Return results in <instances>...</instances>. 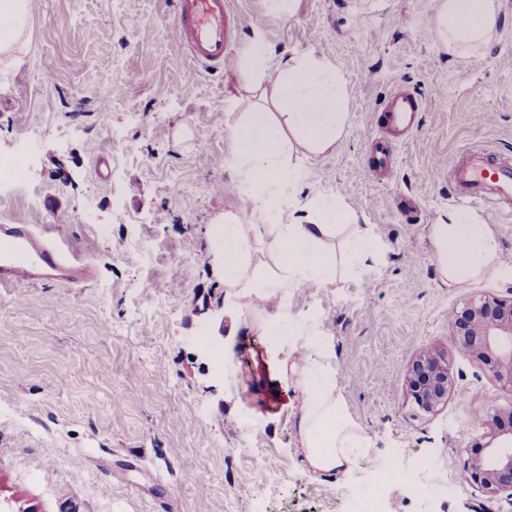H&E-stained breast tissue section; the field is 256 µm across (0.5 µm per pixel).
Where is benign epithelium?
Listing matches in <instances>:
<instances>
[{
    "label": "benign epithelium",
    "mask_w": 512,
    "mask_h": 512,
    "mask_svg": "<svg viewBox=\"0 0 512 512\" xmlns=\"http://www.w3.org/2000/svg\"><path fill=\"white\" fill-rule=\"evenodd\" d=\"M448 323L455 344L483 364L503 391L512 394V298L474 297L455 310ZM406 381L419 409L434 411L448 402L452 389L448 359L435 346L421 351L410 365ZM504 419L512 421V405L479 416L477 431L500 439V444L482 449V458L466 465L472 480L487 493L512 490V430L499 428Z\"/></svg>",
    "instance_id": "benign-epithelium-1"
}]
</instances>
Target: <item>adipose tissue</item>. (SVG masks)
I'll use <instances>...</instances> for the list:
<instances>
[{"label":"adipose tissue","mask_w":512,"mask_h":512,"mask_svg":"<svg viewBox=\"0 0 512 512\" xmlns=\"http://www.w3.org/2000/svg\"><path fill=\"white\" fill-rule=\"evenodd\" d=\"M497 0H442L434 26L441 47L450 55L478 61L493 40L498 23ZM243 67L253 89L270 93L271 108L241 113L230 128L234 151L225 166L243 187L244 206L225 216L216 232L224 280L233 288L265 283L272 292L336 283V256L329 250L344 235L347 258L370 269L381 255L378 244L337 198H308L295 218L284 219L281 203L305 178V159L334 151L347 119L345 75L328 58L313 53L277 57L262 36H254ZM271 220L276 267L258 276L253 242L258 223ZM430 239L442 279L464 287L487 277L511 276L499 260L494 225L476 211H449L447 221L432 225ZM328 345L307 349L299 385L304 406L299 419L306 458L320 471H337L367 448L368 437L349 417L337 391Z\"/></svg>","instance_id":"ef3b65f1"}]
</instances>
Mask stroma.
<instances>
[{
  "instance_id": "stroma-1",
  "label": "stroma",
  "mask_w": 512,
  "mask_h": 512,
  "mask_svg": "<svg viewBox=\"0 0 512 512\" xmlns=\"http://www.w3.org/2000/svg\"><path fill=\"white\" fill-rule=\"evenodd\" d=\"M440 2L293 0L279 20L264 0H231L243 25L211 75L181 49L171 0H29L21 35L0 52V161L27 151L30 183L0 190V224L34 225L95 277L0 287V497L24 512H225L230 493L235 512H349L379 465L436 457L456 485L423 504L393 486L386 512H512V491L462 477L484 443L471 416L512 406V394L448 329L470 298L512 297V277L448 287L429 237L457 205L448 167L461 151L512 155V0H500L497 34L472 66L438 43ZM257 33L278 55L313 52L345 73L344 134L307 161L293 199L340 197L382 246L366 272L289 289L284 302L226 287L211 244L212 226L242 204L222 161L238 113L261 101L239 68ZM399 86L423 110L376 178L374 109ZM311 314L370 440L343 474L305 458L304 347L265 333ZM433 344L453 386L425 413L405 376ZM259 460L278 488L260 486ZM117 466L126 482H113Z\"/></svg>"
}]
</instances>
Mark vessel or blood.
Wrapping results in <instances>:
<instances>
[{
    "label": "vessel or blood",
    "instance_id": "obj_1",
    "mask_svg": "<svg viewBox=\"0 0 512 512\" xmlns=\"http://www.w3.org/2000/svg\"><path fill=\"white\" fill-rule=\"evenodd\" d=\"M172 25L186 55L208 73L224 64L242 26L228 0H172ZM422 110L413 93L396 90L376 108L378 133L372 170L385 174L399 140L416 127ZM457 200L496 216L512 215V162L485 148L464 151L448 168ZM67 274L69 282L87 280L90 268L30 224L0 225V287L35 285Z\"/></svg>",
    "mask_w": 512,
    "mask_h": 512
}]
</instances>
